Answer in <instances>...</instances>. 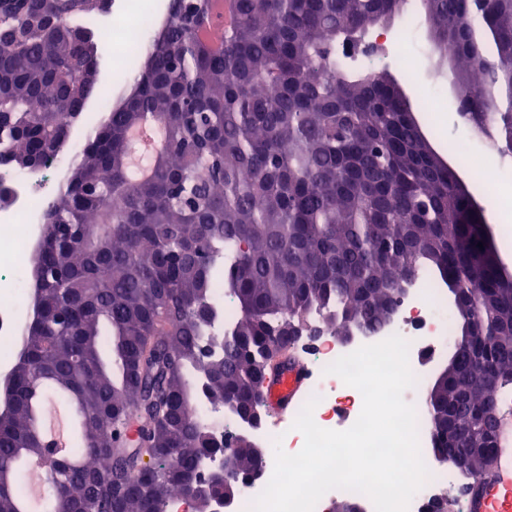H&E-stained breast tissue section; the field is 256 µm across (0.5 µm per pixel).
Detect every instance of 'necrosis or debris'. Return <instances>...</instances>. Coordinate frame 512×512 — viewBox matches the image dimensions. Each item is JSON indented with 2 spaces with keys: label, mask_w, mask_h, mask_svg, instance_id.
<instances>
[{
  "label": "necrosis or debris",
  "mask_w": 512,
  "mask_h": 512,
  "mask_svg": "<svg viewBox=\"0 0 512 512\" xmlns=\"http://www.w3.org/2000/svg\"><path fill=\"white\" fill-rule=\"evenodd\" d=\"M103 43L108 47L112 61L118 65L130 62L133 51L144 45L150 30L149 23L134 9L130 0L112 12L108 22L99 24ZM65 165L63 154H56L44 171L19 176L0 166V182L9 187L12 200L0 207V339L18 342L30 310L29 289L25 274L30 251L35 243L34 227L43 223L44 213L33 205L42 197V183L54 182L55 173ZM448 304L443 289L438 288L428 276L416 278L413 286L397 302L390 321L358 343L345 344L328 331H321L308 350V396L318 397L313 411L315 423L324 429L345 430L359 417L363 398L361 393L347 386L325 368L339 357L356 351L358 346L381 342L392 335H400L409 343V365L418 384L406 390L405 400L418 404L419 384L425 383L422 368L425 357L447 349L451 341L448 327ZM295 414L281 415L252 429V436L268 454L258 476L244 480L242 491L232 504V512H251L253 500L270 481L275 456L274 444H281L288 453L300 451L304 438L293 430ZM424 462L431 473L429 482L412 498L408 512H427L436 497L459 492L463 476L454 468L438 465L432 457Z\"/></svg>",
  "instance_id": "4bbe7bcc"
}]
</instances>
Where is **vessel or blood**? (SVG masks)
<instances>
[{
    "mask_svg": "<svg viewBox=\"0 0 512 512\" xmlns=\"http://www.w3.org/2000/svg\"><path fill=\"white\" fill-rule=\"evenodd\" d=\"M308 378V367L299 360L290 362L278 375L267 379L265 394L271 409L286 411ZM463 512H512L511 410L503 412L495 457L486 474L467 491Z\"/></svg>",
    "mask_w": 512,
    "mask_h": 512,
    "instance_id": "vessel-or-blood-1",
    "label": "vessel or blood"
}]
</instances>
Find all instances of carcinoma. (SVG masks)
Here are the masks:
<instances>
[{
	"instance_id": "obj_1",
	"label": "carcinoma",
	"mask_w": 512,
	"mask_h": 512,
	"mask_svg": "<svg viewBox=\"0 0 512 512\" xmlns=\"http://www.w3.org/2000/svg\"><path fill=\"white\" fill-rule=\"evenodd\" d=\"M405 4L240 0L231 25L204 38L224 9L210 0L196 26L176 13L154 33L46 205V278L4 381L0 463L47 491L64 484L68 498L33 507L0 490V512H168L221 447L186 409L190 383L209 399L261 403L271 363L295 350L289 333L311 314L340 336L350 322L369 332L424 272L451 295L455 337H477L428 388V436L446 464L480 444L487 367L498 401L512 396V273L477 246L486 219L417 119L423 102L385 66L353 74L344 63ZM420 4L459 115L512 159V0ZM106 6L50 0L60 25L51 42L0 41V108L15 115L0 126V159L52 143L62 79L84 112L98 44L79 33ZM149 123L162 147L140 174L131 132ZM62 225L76 231L65 237ZM218 281L236 319L208 351L216 374L206 378L198 355L221 314ZM45 383L76 408L81 450L41 454Z\"/></svg>"
}]
</instances>
